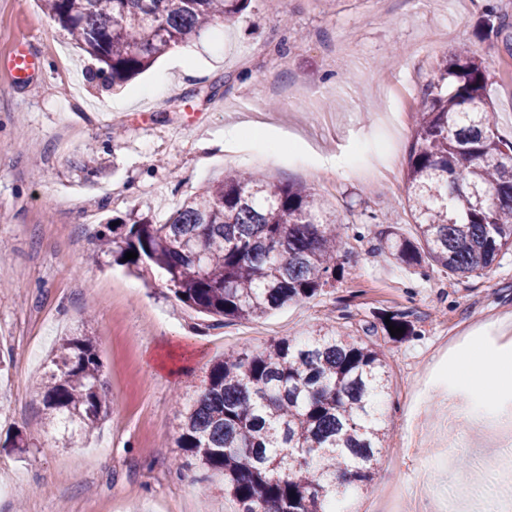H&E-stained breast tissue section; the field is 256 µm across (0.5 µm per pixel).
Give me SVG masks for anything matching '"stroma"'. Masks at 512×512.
<instances>
[{
  "label": "stroma",
  "mask_w": 512,
  "mask_h": 512,
  "mask_svg": "<svg viewBox=\"0 0 512 512\" xmlns=\"http://www.w3.org/2000/svg\"><path fill=\"white\" fill-rule=\"evenodd\" d=\"M484 0H251L235 22L217 24L169 50L121 90L87 83V57L38 0H0V61L20 42L40 70L15 84L0 65V512H236L222 482L186 466L176 445L181 404L196 396L215 362L243 347L326 329L376 344L389 374L386 447L371 483L342 512H378L383 490L410 492L433 475L440 496L489 453L485 433L448 423V387L433 363L470 336L512 354V251L480 274L459 278L435 266L407 268L381 247L391 218L411 237L404 169L369 183L355 163L380 154L382 113L397 110L399 154L415 130L438 62L467 44L492 85L493 119L512 138V83L499 75L512 57V28L484 40ZM167 77V92L143 96ZM227 79L211 101L201 92ZM306 93L291 107L289 92ZM263 125L283 150L254 163L226 148L231 130ZM229 169L301 184L342 227L344 274L317 296L249 322L220 324L178 302L158 273L129 276L99 253L107 217H169L185 198ZM402 310L412 333L386 336L378 319ZM88 330L97 341L110 413L93 436L49 447L35 388L62 337ZM31 446L8 448L15 432ZM455 446L456 467L441 466Z\"/></svg>",
  "instance_id": "1"
}]
</instances>
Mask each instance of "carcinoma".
Instances as JSON below:
<instances>
[{
    "label": "carcinoma",
    "instance_id": "carcinoma-1",
    "mask_svg": "<svg viewBox=\"0 0 512 512\" xmlns=\"http://www.w3.org/2000/svg\"><path fill=\"white\" fill-rule=\"evenodd\" d=\"M250 0H41L92 60L90 83L120 87L170 49L231 22ZM512 27L488 8L485 37ZM483 58L458 49L441 62L416 108L406 181L416 237L391 228L383 239L398 263L429 261L469 277L512 249V141L495 128ZM307 187L228 173L157 224L100 225L102 249L138 276L160 271L183 305L219 322L249 321L310 299L344 273L339 233ZM387 375L382 352L335 330L298 344L288 338L233 351L184 405L177 447L207 473L224 477L237 512H330L366 486L387 434L378 399ZM44 433L66 426L91 435L109 414L94 337L62 339L38 387Z\"/></svg>",
    "mask_w": 512,
    "mask_h": 512
}]
</instances>
